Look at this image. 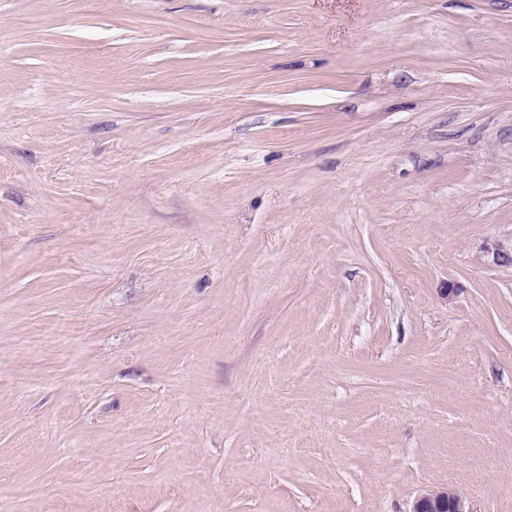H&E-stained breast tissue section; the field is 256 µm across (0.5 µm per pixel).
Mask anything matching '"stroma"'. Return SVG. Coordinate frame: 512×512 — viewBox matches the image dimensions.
Wrapping results in <instances>:
<instances>
[{"label": "stroma", "mask_w": 512, "mask_h": 512, "mask_svg": "<svg viewBox=\"0 0 512 512\" xmlns=\"http://www.w3.org/2000/svg\"><path fill=\"white\" fill-rule=\"evenodd\" d=\"M511 251L512 0H0V512H512ZM410 512H471V510L459 493L446 488L419 496Z\"/></svg>", "instance_id": "1"}]
</instances>
